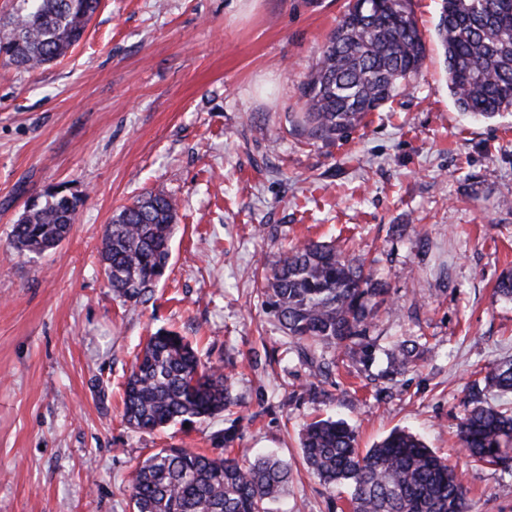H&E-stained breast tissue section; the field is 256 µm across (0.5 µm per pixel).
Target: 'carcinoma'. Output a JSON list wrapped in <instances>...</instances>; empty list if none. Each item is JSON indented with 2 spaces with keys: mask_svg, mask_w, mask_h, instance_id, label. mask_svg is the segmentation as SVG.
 <instances>
[{
  "mask_svg": "<svg viewBox=\"0 0 512 512\" xmlns=\"http://www.w3.org/2000/svg\"><path fill=\"white\" fill-rule=\"evenodd\" d=\"M100 5L19 0L0 31V59L34 71L66 56ZM436 34L456 108L488 119L512 112V0H440ZM425 54L409 0H353L302 83L303 111L289 115L292 131L323 142L345 137L412 84ZM79 203L62 189L46 192L16 220L11 246L33 254L57 248ZM177 211L174 195L150 191L106 225L103 271L124 301L145 302L165 276ZM386 293L362 264L314 241L266 269L262 288L264 306L320 375L329 374L330 363L318 362L315 349H353ZM417 359L416 342L404 341L387 355L383 374H399ZM481 372L484 390L471 400L458 437L472 461L511 470L512 411L496 398L512 393V363H491ZM231 404L224 366L202 359L179 333L159 330L132 366L123 416L137 429L155 430L217 416ZM300 445L310 475L327 489H347L348 512H471L463 475L412 433L395 429L362 450L344 421L327 418L309 423ZM289 474L288 464L273 455L241 463L162 448L136 468L130 500L133 512H270Z\"/></svg>",
  "mask_w": 512,
  "mask_h": 512,
  "instance_id": "cac0c4a2",
  "label": "carcinoma"
}]
</instances>
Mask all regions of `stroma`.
Here are the masks:
<instances>
[{
    "instance_id": "stroma-1",
    "label": "stroma",
    "mask_w": 512,
    "mask_h": 512,
    "mask_svg": "<svg viewBox=\"0 0 512 512\" xmlns=\"http://www.w3.org/2000/svg\"><path fill=\"white\" fill-rule=\"evenodd\" d=\"M349 0H102L80 43L27 72L0 63V512H132L140 461L162 448L273 453L285 507L347 512L305 470L304 424L341 418L369 448L419 435L464 474L472 512H512V473L473 462L457 429L479 371L512 359V114L454 106L435 37L440 0H411L427 47L412 87L333 143L295 135L301 85ZM81 198L68 238L10 246L26 205ZM179 201L164 278L147 302L116 297L106 224L143 191ZM335 244L390 292L364 360L322 350L315 376L261 305L254 272L290 247ZM186 336L232 376L214 419L145 432L123 419L146 338ZM415 366L381 374L397 342Z\"/></svg>"
}]
</instances>
